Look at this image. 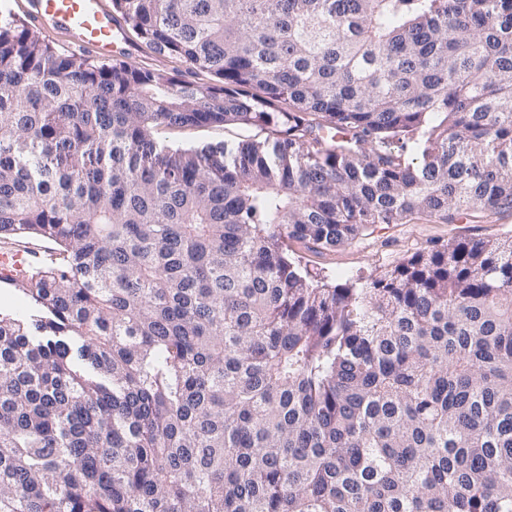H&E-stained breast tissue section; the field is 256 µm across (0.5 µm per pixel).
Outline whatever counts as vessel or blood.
Returning <instances> with one entry per match:
<instances>
[{
	"label": "vessel or blood",
	"instance_id": "1",
	"mask_svg": "<svg viewBox=\"0 0 512 512\" xmlns=\"http://www.w3.org/2000/svg\"><path fill=\"white\" fill-rule=\"evenodd\" d=\"M27 15L42 28L64 35L68 46L102 59L126 40L123 21L103 0H28ZM25 264L22 253L1 252L0 276L8 282L22 279Z\"/></svg>",
	"mask_w": 512,
	"mask_h": 512
}]
</instances>
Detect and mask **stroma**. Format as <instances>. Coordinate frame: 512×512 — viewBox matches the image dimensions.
Returning a JSON list of instances; mask_svg holds the SVG:
<instances>
[{
    "mask_svg": "<svg viewBox=\"0 0 512 512\" xmlns=\"http://www.w3.org/2000/svg\"><path fill=\"white\" fill-rule=\"evenodd\" d=\"M127 62L146 69L180 71L184 79L209 83L210 75L188 69L180 60L155 53L138 38L126 44ZM268 131L256 127L221 125L188 127L160 131L155 137L159 151L199 149L206 145L230 147L249 140L265 142ZM512 236V215L490 212L475 219L459 218L454 222L416 216L398 224H376L348 244L312 251L299 241L288 244L292 260L317 275L322 283L366 282L418 252L437 249L456 240H496Z\"/></svg>",
    "mask_w": 512,
    "mask_h": 512,
    "instance_id": "1",
    "label": "stroma"
}]
</instances>
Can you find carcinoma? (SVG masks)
<instances>
[{
    "label": "carcinoma",
    "mask_w": 512,
    "mask_h": 512,
    "mask_svg": "<svg viewBox=\"0 0 512 512\" xmlns=\"http://www.w3.org/2000/svg\"><path fill=\"white\" fill-rule=\"evenodd\" d=\"M112 11L212 83L0 15V239L55 245L0 310V512H512V239L288 258L512 212V0ZM221 124L274 140L156 152ZM391 147L401 153L407 163L414 162L415 164L422 160L423 153L428 147L431 149L425 140L418 137L416 139H402L399 141L394 139ZM512 236V215L491 212L480 218L457 217L452 223L414 216L398 224H376L336 249L309 250L299 241L288 242V255L322 283L366 282L412 256L456 240H496ZM19 286H10L0 283V306L20 315H27L30 305L24 295L19 291Z\"/></svg>",
    "instance_id": "obj_1"
}]
</instances>
